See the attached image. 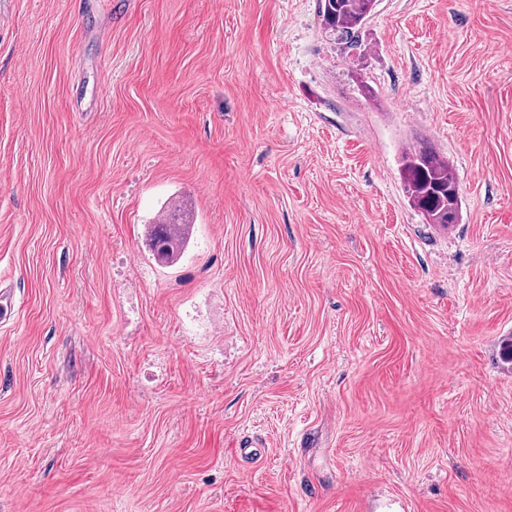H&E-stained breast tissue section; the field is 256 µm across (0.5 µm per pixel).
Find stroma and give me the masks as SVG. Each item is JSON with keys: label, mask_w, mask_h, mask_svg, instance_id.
I'll list each match as a JSON object with an SVG mask.
<instances>
[{"label": "stroma", "mask_w": 512, "mask_h": 512, "mask_svg": "<svg viewBox=\"0 0 512 512\" xmlns=\"http://www.w3.org/2000/svg\"><path fill=\"white\" fill-rule=\"evenodd\" d=\"M361 36L318 0H0V512H512V0ZM400 176L409 205L427 224L450 226L462 220V194L447 154L437 151L427 140L402 152ZM437 225L441 231L450 230ZM162 224H153L149 234L148 246L155 259L166 266H172L178 260L188 239L187 231L191 224L190 213L179 219L163 214Z\"/></svg>", "instance_id": "35a3bbf8"}]
</instances>
